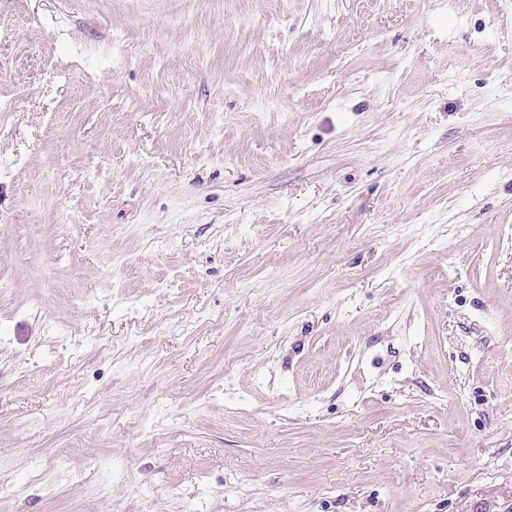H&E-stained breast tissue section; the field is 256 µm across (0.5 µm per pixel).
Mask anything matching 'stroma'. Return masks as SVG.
Returning <instances> with one entry per match:
<instances>
[{
  "label": "stroma",
  "mask_w": 512,
  "mask_h": 512,
  "mask_svg": "<svg viewBox=\"0 0 512 512\" xmlns=\"http://www.w3.org/2000/svg\"><path fill=\"white\" fill-rule=\"evenodd\" d=\"M512 0H0V512L512 490Z\"/></svg>",
  "instance_id": "35a3bbf8"
}]
</instances>
